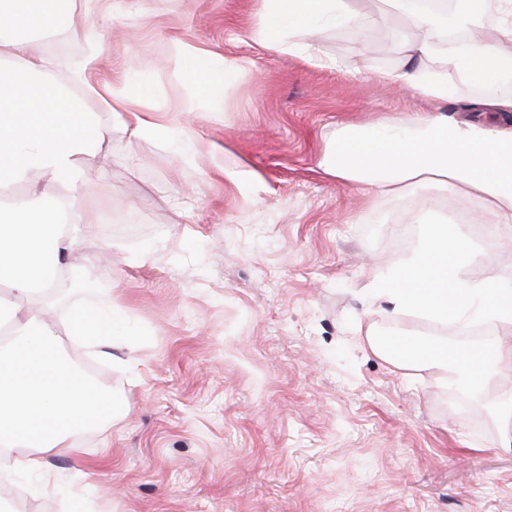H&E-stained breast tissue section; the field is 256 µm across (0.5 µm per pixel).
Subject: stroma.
Segmentation results:
<instances>
[{"label": "stroma", "instance_id": "35a3bbf8", "mask_svg": "<svg viewBox=\"0 0 512 512\" xmlns=\"http://www.w3.org/2000/svg\"><path fill=\"white\" fill-rule=\"evenodd\" d=\"M319 32V68L249 39L259 0H74L61 27L35 28L48 53L80 58L102 31L96 78H120L153 112H181L154 144L113 130L86 162L99 238L84 287L58 319L113 300L126 319L111 352L64 347L112 392L111 425L53 454L56 488L18 476L22 512H512V448L498 447L491 397L461 409L437 370L403 375L366 345L374 265L399 266L424 224L468 236L478 277L505 246L496 218L442 206L417 187L374 197L319 166L347 124L399 121L428 102L379 73L400 69L412 25L385 0ZM201 49L209 93L170 62Z\"/></svg>", "mask_w": 512, "mask_h": 512}]
</instances>
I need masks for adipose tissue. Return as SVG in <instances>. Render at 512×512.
Returning a JSON list of instances; mask_svg holds the SVG:
<instances>
[{
  "label": "adipose tissue",
  "mask_w": 512,
  "mask_h": 512,
  "mask_svg": "<svg viewBox=\"0 0 512 512\" xmlns=\"http://www.w3.org/2000/svg\"><path fill=\"white\" fill-rule=\"evenodd\" d=\"M261 21L251 40L291 54H306L320 68L332 67L311 38L322 27H341L351 17L349 0H261ZM497 44L472 37L448 47V16L417 15L405 43L407 68L393 78L432 102L452 98V74L484 85L512 84V0H501ZM72 0H0V59L14 67L0 75V474H41L52 452L76 453L78 432L112 420V395L62 354L63 339L79 336L95 348L110 347L120 307L84 306L64 327L48 322L26 301L48 294L66 257L82 248L101 249L89 209L91 188L82 157L100 149L113 127L99 113L117 118L130 140L154 143L170 125L144 113L141 97L122 82H96L98 35L88 34L90 52L70 80L53 77L57 66L32 35L34 24L67 16ZM439 59L436 69L426 63ZM96 110H89L88 101ZM321 168L376 196L403 192L413 184L442 194H463L490 210L512 239V128L493 130L476 121L452 122L432 113L374 128H350L325 153ZM68 186L65 197L15 194L31 175ZM470 240L443 223L425 225L419 248L397 270H377L367 292L371 303L392 315L416 312L431 321H454L460 329L492 324L503 338L488 345L449 349L440 341L417 340L402 328L391 340L366 332L370 350L400 370L427 368L483 390L495 388L512 367V267L494 279H475L463 265Z\"/></svg>",
  "instance_id": "ef3b65f1"
}]
</instances>
